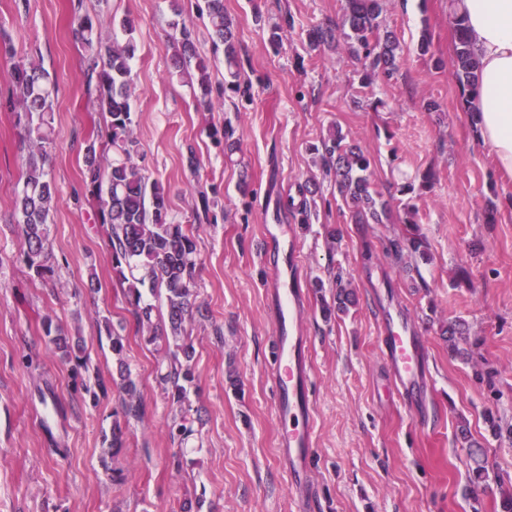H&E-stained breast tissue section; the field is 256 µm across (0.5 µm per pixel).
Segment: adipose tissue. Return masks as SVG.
Instances as JSON below:
<instances>
[{"mask_svg":"<svg viewBox=\"0 0 512 512\" xmlns=\"http://www.w3.org/2000/svg\"><path fill=\"white\" fill-rule=\"evenodd\" d=\"M481 61L472 120L500 172L512 176V0H454Z\"/></svg>","mask_w":512,"mask_h":512,"instance_id":"1","label":"adipose tissue"}]
</instances>
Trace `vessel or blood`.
Wrapping results in <instances>:
<instances>
[{
    "label": "vessel or blood",
    "instance_id": "vessel-or-blood-1",
    "mask_svg": "<svg viewBox=\"0 0 512 512\" xmlns=\"http://www.w3.org/2000/svg\"><path fill=\"white\" fill-rule=\"evenodd\" d=\"M262 256L272 267L266 299L276 326L272 400L281 428L278 460L288 475L295 512H315L311 489L315 414L310 390V339L305 333L299 303L297 248L287 225L278 224L265 232ZM378 344L404 406H425L434 386L424 363L417 325L399 311L386 310Z\"/></svg>",
    "mask_w": 512,
    "mask_h": 512
}]
</instances>
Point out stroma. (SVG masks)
<instances>
[{"label":"stroma","instance_id":"stroma-1","mask_svg":"<svg viewBox=\"0 0 512 512\" xmlns=\"http://www.w3.org/2000/svg\"><path fill=\"white\" fill-rule=\"evenodd\" d=\"M201 3L0 0V26L18 58L40 63L56 85L47 171L59 190L48 224L54 273L35 281L14 223L24 149L10 110V65L0 60V512H293L270 385V270L259 258L266 224L291 225L300 251L316 512H500L501 490L512 491V439L489 436L484 416L512 426V177L496 170L462 103L448 0H387L384 16L404 60L393 79L368 87L346 51L308 50L309 29L339 20L341 0H224L247 100L239 110L228 101L211 111L195 106L196 74L173 66L171 35L184 23L196 33L213 84L224 81ZM78 15L90 16L108 41L125 39L123 19L134 22L130 103L139 164L168 188L175 222L198 233L200 312L188 326L190 408L198 419L185 443L169 435L173 409L159 383V354L135 333L106 231L85 200L84 149L103 116L84 93L72 35ZM275 24L282 28L276 46L268 40ZM424 35L431 48L423 56L417 44ZM377 100L384 106L376 112ZM430 101L437 111L427 110ZM226 125L234 134L224 149L209 132ZM332 125L370 155L373 188L384 199L399 204L400 187L413 184L427 260L389 253L391 242L404 239V225L350 223L333 178L322 177L308 152ZM428 171L433 179L422 183ZM312 176L322 196L303 224L285 203ZM202 194L216 202V223L196 217ZM332 230L340 238L331 251ZM340 280L357 303L324 319L321 307ZM385 300L418 326L435 380L417 414L402 406L378 349ZM48 317L83 337L91 373L106 379L115 363L98 323L107 317L123 325L143 407L119 454L103 434L121 408L120 393L111 390L95 405L73 393L67 365L42 332ZM456 318L478 343L468 360L449 353L441 332ZM480 369L492 371L491 383L475 381ZM463 419L486 451L488 480L475 491L471 450L457 434ZM116 469L128 473L119 484Z\"/></svg>","mask_w":512,"mask_h":512}]
</instances>
